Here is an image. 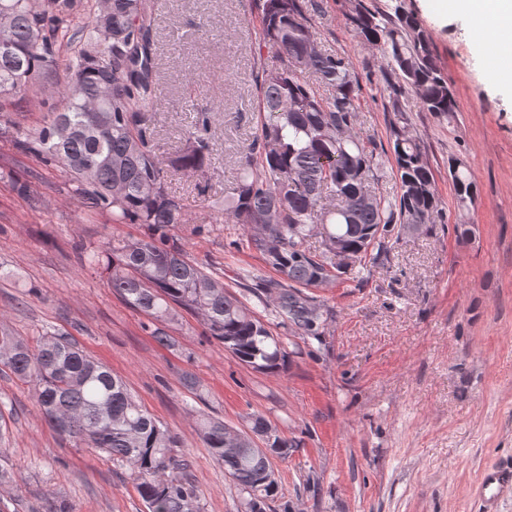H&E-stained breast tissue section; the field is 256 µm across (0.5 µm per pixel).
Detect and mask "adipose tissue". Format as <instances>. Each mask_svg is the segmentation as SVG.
I'll list each match as a JSON object with an SVG mask.
<instances>
[{
	"mask_svg": "<svg viewBox=\"0 0 512 512\" xmlns=\"http://www.w3.org/2000/svg\"><path fill=\"white\" fill-rule=\"evenodd\" d=\"M448 5L471 17L475 27L488 31L492 57L512 61V0H448Z\"/></svg>",
	"mask_w": 512,
	"mask_h": 512,
	"instance_id": "adipose-tissue-1",
	"label": "adipose tissue"
}]
</instances>
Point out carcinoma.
Listing matches in <instances>:
<instances>
[{"label":"carcinoma","mask_w":512,"mask_h":512,"mask_svg":"<svg viewBox=\"0 0 512 512\" xmlns=\"http://www.w3.org/2000/svg\"><path fill=\"white\" fill-rule=\"evenodd\" d=\"M309 6L310 0H262L257 50L274 48L281 64L260 75V132L241 151L233 191L210 209L245 227L249 242L284 277L262 280V288L276 293V312L314 336L322 314L301 289L384 263L392 240L439 215L434 175L424 147L407 131L401 91L410 90L424 111L446 120L456 103L426 31L404 0H393L388 12L346 0L354 33L379 54L392 112L395 192L375 191L385 160L356 130L359 78L345 57L318 48ZM85 9L84 0H0V32L7 31L17 47L0 50V94H26L57 64L59 41L72 47L66 59L71 80L57 91L63 108L34 129L0 125V137L68 171L86 209L111 216L115 224L150 227L145 237L84 249L83 269L105 271L112 290L155 322L169 323L184 310L247 366L278 370L287 352L267 323L169 242L170 232L185 221V206L169 190L166 162L142 127L144 113L157 104L150 0H112L107 28L98 22L99 0H93L89 20L80 17ZM305 72L317 85L303 79ZM321 86L331 94L322 95ZM223 114L219 105L200 114L188 131L190 147L173 167L195 174L209 166V132ZM448 174L463 212L476 201V180L458 157L448 161ZM314 235L322 240L318 254L307 247ZM0 370L32 387L54 431L128 466L148 512H202L188 463L174 454L177 434L69 334L47 332L32 345L1 323ZM195 427L238 491L253 495L250 512H264L278 485L268 479L270 461L255 439L280 457L288 455L291 441L261 416L235 434L205 414Z\"/></svg>","instance_id":"1"}]
</instances>
